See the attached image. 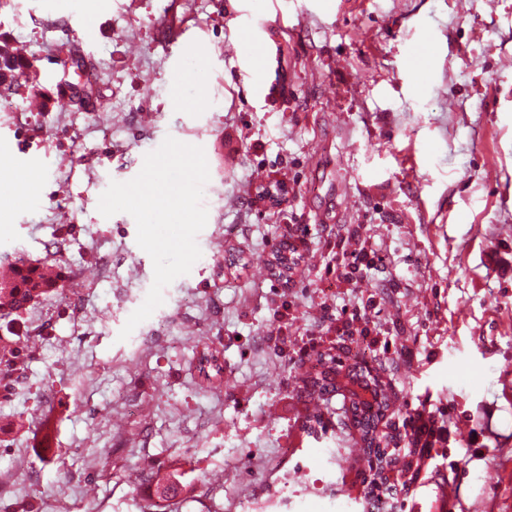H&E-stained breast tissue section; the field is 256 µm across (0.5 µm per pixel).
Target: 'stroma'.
I'll list each match as a JSON object with an SVG mask.
<instances>
[{
    "instance_id": "1",
    "label": "stroma",
    "mask_w": 512,
    "mask_h": 512,
    "mask_svg": "<svg viewBox=\"0 0 512 512\" xmlns=\"http://www.w3.org/2000/svg\"><path fill=\"white\" fill-rule=\"evenodd\" d=\"M109 2L78 27L70 0H0L18 77L0 109V269L48 263L90 290L0 318L24 350L0 375V512H142L152 473L179 475L178 512H365L345 390L312 395L268 338L276 300L297 338L371 295L413 349L368 358L391 399L377 434L407 446L418 410L450 430L397 512H431L448 485L458 512H512V0ZM243 11L271 66L240 58ZM427 36L435 58H415ZM56 60L66 97L33 77ZM168 136L206 153L201 256L122 341L153 262L134 218L98 201ZM274 176L291 188L278 207L256 194ZM290 221L309 233L285 279L265 262ZM343 224L386 266L336 294L319 274Z\"/></svg>"
}]
</instances>
